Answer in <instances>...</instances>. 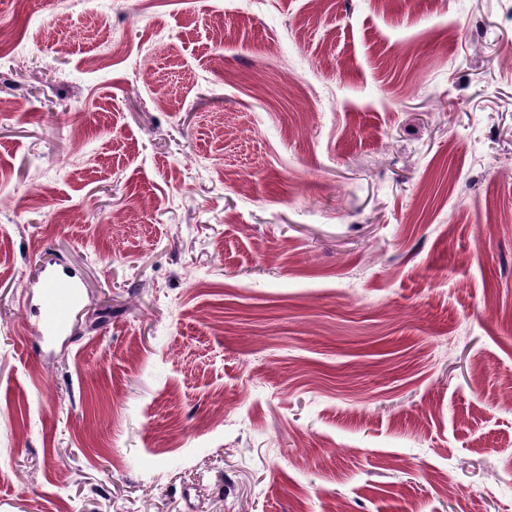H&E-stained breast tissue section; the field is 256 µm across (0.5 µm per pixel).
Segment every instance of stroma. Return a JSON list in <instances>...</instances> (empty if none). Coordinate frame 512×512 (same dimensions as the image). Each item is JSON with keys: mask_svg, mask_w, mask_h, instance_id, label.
I'll return each instance as SVG.
<instances>
[{"mask_svg": "<svg viewBox=\"0 0 512 512\" xmlns=\"http://www.w3.org/2000/svg\"><path fill=\"white\" fill-rule=\"evenodd\" d=\"M0 33V512H512V0ZM38 288L36 335L51 341L68 331L82 301V289L71 273L53 265L43 268Z\"/></svg>", "mask_w": 512, "mask_h": 512, "instance_id": "stroma-1", "label": "stroma"}]
</instances>
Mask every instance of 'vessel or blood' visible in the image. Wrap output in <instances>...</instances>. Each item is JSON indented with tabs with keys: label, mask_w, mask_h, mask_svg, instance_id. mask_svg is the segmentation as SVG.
I'll return each mask as SVG.
<instances>
[{
	"label": "vessel or blood",
	"mask_w": 512,
	"mask_h": 512,
	"mask_svg": "<svg viewBox=\"0 0 512 512\" xmlns=\"http://www.w3.org/2000/svg\"><path fill=\"white\" fill-rule=\"evenodd\" d=\"M81 301L82 289L71 273L53 265L43 268L36 304L38 338L50 341L65 335Z\"/></svg>",
	"instance_id": "obj_1"
}]
</instances>
